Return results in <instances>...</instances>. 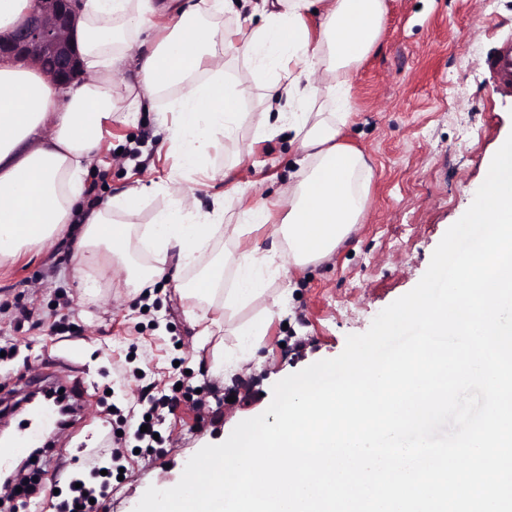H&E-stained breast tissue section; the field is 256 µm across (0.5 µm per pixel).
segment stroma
I'll return each mask as SVG.
<instances>
[{
	"mask_svg": "<svg viewBox=\"0 0 512 512\" xmlns=\"http://www.w3.org/2000/svg\"><path fill=\"white\" fill-rule=\"evenodd\" d=\"M452 30L461 43L449 40ZM508 36L512 0H495L490 9L485 0H385L380 39L350 83L354 115L341 135L372 166L366 207L331 255L304 267L293 264L276 231L288 214L295 154L287 139L257 133L266 81L248 59L224 58V80L245 118L233 138L210 148L201 168L184 170L166 140L180 87L156 94L129 118L107 121L89 176L95 196L119 197L139 182L158 186L132 209L112 212L129 230L125 267L83 293L73 280L77 260L67 235L0 263V340L15 346L13 358L0 360V409L52 371L65 378L78 367L86 388L81 421L58 433L56 450L39 463L41 484H56L67 497V483L53 480L55 462L88 477L87 457L109 456L107 436L128 433V411L142 396L140 381L129 373L138 366L155 381L157 394L180 383L198 392L181 398L160 425L162 447L137 450L128 434L123 477L113 483L106 512H133L149 487H174L201 448L223 442L238 423L261 414L275 383L337 357L348 335L366 332L382 309L411 291L512 134V97L493 94L484 66L487 53ZM469 46L476 52L465 64L460 55ZM460 85L465 93L459 97ZM241 197L275 203L272 224L239 243L217 232L179 281L162 278L146 289L128 281V269L155 263L147 238L159 213L182 205L205 213L219 200L232 226L240 221ZM241 245L259 246L275 272L262 297L227 313L222 333L201 343L186 315L198 302L182 289ZM19 305L34 311L33 323L20 329L12 321ZM260 319L266 332L253 350L242 326ZM229 355L238 356V369L217 370Z\"/></svg>",
	"mask_w": 512,
	"mask_h": 512,
	"instance_id": "35a3bbf8",
	"label": "stroma"
}]
</instances>
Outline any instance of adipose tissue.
<instances>
[{
	"label": "adipose tissue",
	"mask_w": 512,
	"mask_h": 512,
	"mask_svg": "<svg viewBox=\"0 0 512 512\" xmlns=\"http://www.w3.org/2000/svg\"><path fill=\"white\" fill-rule=\"evenodd\" d=\"M261 25L246 42L203 21L210 0H81L76 37L87 78L78 87H56L32 63H0V258L43 246L81 225L76 242L78 285L89 289L93 277L120 261L128 236L114 223L118 204L133 205L150 191L139 185L123 199L112 197L86 206L85 179L103 138L102 121L117 112H135L146 100L174 84L187 89L173 110L168 138L180 149L181 165L200 166L217 135L232 137L242 118L224 84V51L237 48L270 81L262 132L291 133L299 181L288 199L285 237L295 265L327 256L357 224L365 207L372 168L365 156L337 138L350 114L348 89L356 65L375 47L385 15L383 0H244ZM323 5L318 34L306 17ZM167 21L159 34L156 15ZM135 67L141 79L129 87L122 69ZM207 69L209 79L193 80ZM331 82H322V74ZM324 100L330 116L312 111ZM224 219L223 207L195 215L182 210L157 215L149 240L156 263L148 277L167 274L169 255L185 266L205 247ZM237 266L218 316L189 312L200 335L221 332L223 314L247 304L262 290L251 253L227 255L186 293L212 297L225 263Z\"/></svg>",
	"instance_id": "adipose-tissue-1"
}]
</instances>
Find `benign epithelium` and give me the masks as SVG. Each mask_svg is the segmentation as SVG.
I'll return each mask as SVG.
<instances>
[{"mask_svg": "<svg viewBox=\"0 0 512 512\" xmlns=\"http://www.w3.org/2000/svg\"><path fill=\"white\" fill-rule=\"evenodd\" d=\"M77 0H37L38 7L16 29L0 35V61H31L61 87L86 79L74 39Z\"/></svg>", "mask_w": 512, "mask_h": 512, "instance_id": "benign-epithelium-1", "label": "benign epithelium"}]
</instances>
